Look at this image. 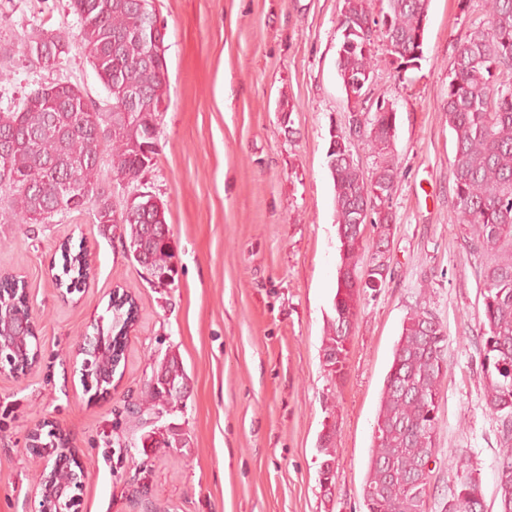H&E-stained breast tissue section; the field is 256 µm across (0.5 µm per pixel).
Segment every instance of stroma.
<instances>
[{
    "label": "stroma",
    "instance_id": "obj_1",
    "mask_svg": "<svg viewBox=\"0 0 512 512\" xmlns=\"http://www.w3.org/2000/svg\"><path fill=\"white\" fill-rule=\"evenodd\" d=\"M343 0H154L164 27L168 94L155 158L116 205L143 191L166 203L176 254L158 285L125 235H101L89 212L44 224H0V277L19 280L39 338L36 366L0 368V512H27L41 471L29 433H61L84 472L70 512H365L363 486L386 372L407 315L425 305L442 323L448 374L438 401L427 512L470 461L487 512H499L500 419L483 399L481 283L462 244L443 110L450 65L484 0H430L424 58L397 79L380 60L374 95L396 111L400 175L390 206V271L360 293L344 380L323 359L339 257L332 128L349 103L337 75ZM69 37L60 67L15 64L0 109L64 76L89 98L107 92L81 43L71 0H0V45L33 30ZM84 251L70 292L63 247ZM135 301L109 390L84 375L85 337L110 323L113 289ZM188 377L175 407L152 404L160 363ZM336 429V484L324 493L320 440ZM179 428L183 448H146L144 434Z\"/></svg>",
    "mask_w": 512,
    "mask_h": 512
}]
</instances>
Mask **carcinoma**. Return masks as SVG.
<instances>
[{
	"label": "carcinoma",
	"mask_w": 512,
	"mask_h": 512,
	"mask_svg": "<svg viewBox=\"0 0 512 512\" xmlns=\"http://www.w3.org/2000/svg\"><path fill=\"white\" fill-rule=\"evenodd\" d=\"M376 13L368 0H344L338 48V75L346 95L358 100L369 90L370 74L378 59L368 48L379 31L394 47L398 68L420 66L424 58L425 27L429 0H382ZM79 16L81 41L108 98L117 103L135 95L130 114L113 112L85 95L78 86L62 79L48 83L53 99L30 92L17 104L0 111V136L8 142L0 171L8 170L9 204L0 211L3 224H43L51 210L62 214L82 211L87 204L101 216L112 217V230L130 228V251H139L161 284L174 278L175 254L166 222L167 206L157 208L144 199L135 210L114 218L112 193L100 178L104 148L112 152V177L136 180L151 164L155 150L143 147L150 137L168 92L166 59L152 52V23L139 0H71ZM62 32L36 30L16 48L0 46V57L21 63H42L54 68L69 52ZM512 70V0H487V25L472 30L459 45L451 64L444 111L453 132L450 173L456 207L462 224L473 226L464 237L466 255L474 260L483 284L482 368L486 407L502 420L503 436L512 441V81L501 80L502 68ZM365 144L380 158L377 181L366 187L357 163L345 160L346 146L329 145L328 167L334 183L336 222L341 263L337 276L334 317L323 343V358L336 380L344 378L349 336L340 329L341 319L356 316L360 294L356 276L362 250L358 219L364 208L372 210V227L381 242L391 237L393 213L375 210L379 189L394 190L398 168L392 158L390 137L396 113L380 102L371 104ZM79 175L76 186L59 191L56 175ZM66 273L74 272L69 287L84 276L83 253L62 252ZM0 304L25 307L16 282L0 280ZM112 341L96 339L88 371L100 382L115 372L121 358L125 330L134 318L131 300L111 303ZM429 309L418 306L403 322L400 338L386 374L373 435L368 474L363 487L366 512H427L430 471L422 469L435 453L438 399L447 373L445 336L439 320L425 324ZM186 374L175 360L160 365L149 385L157 404L175 406L185 393ZM331 428L323 438L320 466L335 462L337 448ZM157 448H178L185 440L169 430L157 440L152 434L142 442ZM465 475L448 495V512H480L472 496L481 493L473 468L463 463Z\"/></svg>",
	"instance_id": "carcinoma-1"
}]
</instances>
